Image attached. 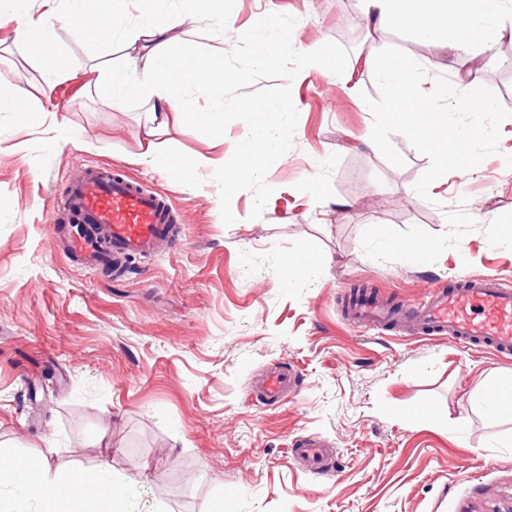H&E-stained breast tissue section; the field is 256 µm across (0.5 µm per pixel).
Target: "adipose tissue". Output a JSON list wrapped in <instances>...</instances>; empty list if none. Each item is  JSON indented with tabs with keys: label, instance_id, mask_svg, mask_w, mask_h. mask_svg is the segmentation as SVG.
I'll list each match as a JSON object with an SVG mask.
<instances>
[{
	"label": "adipose tissue",
	"instance_id": "ef3b65f1",
	"mask_svg": "<svg viewBox=\"0 0 512 512\" xmlns=\"http://www.w3.org/2000/svg\"><path fill=\"white\" fill-rule=\"evenodd\" d=\"M102 9L89 16L85 0H38L36 6L19 9L16 0H0V15L13 22V40L38 58L49 75L66 73V62L56 46L60 19L69 27L93 29L99 42L111 45L116 35L119 0H101ZM367 20L378 27H405L423 40H440L455 55L468 53L476 38L487 46L512 40V23L504 21V0H361ZM138 25L133 33L141 40L151 62L143 68H127L112 78L111 86L124 96H145L157 102L149 112L145 156L156 151L155 139L173 124L190 123L214 141L224 139V102L211 100L199 107L186 96L187 89L208 86L223 89L230 77L224 59L196 50L189 44L174 43L168 14L156 6H138ZM368 63L383 77L387 106L379 121L380 145H388L390 135L420 133L436 154L439 171L454 170L466 176L467 159L490 129L474 133L463 122L466 114L487 112L489 106L480 93L479 79L446 84L434 92L419 89L415 67L405 57L388 58L370 52ZM6 472H0V512H122V495L111 473L104 468L76 470L50 475L38 457H0Z\"/></svg>",
	"mask_w": 512,
	"mask_h": 512
}]
</instances>
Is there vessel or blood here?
<instances>
[{
	"label": "vessel or blood",
	"mask_w": 512,
	"mask_h": 512,
	"mask_svg": "<svg viewBox=\"0 0 512 512\" xmlns=\"http://www.w3.org/2000/svg\"><path fill=\"white\" fill-rule=\"evenodd\" d=\"M53 212L70 217L63 248L97 272L111 265L123 275L127 259L153 256L158 243L171 236L177 210L162 191L146 189L139 181L118 172L84 168L56 195ZM412 327L425 335L445 334L462 343L484 344L501 354H512V289L491 274L467 276L461 287L434 288L410 311ZM296 375L274 367L264 374L258 392L274 406L295 393ZM308 472H320L330 456L326 441L304 436L293 443Z\"/></svg>",
	"instance_id": "vessel-or-blood-1"
}]
</instances>
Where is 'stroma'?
<instances>
[{
    "label": "stroma",
    "mask_w": 512,
    "mask_h": 512,
    "mask_svg": "<svg viewBox=\"0 0 512 512\" xmlns=\"http://www.w3.org/2000/svg\"><path fill=\"white\" fill-rule=\"evenodd\" d=\"M179 43L230 51L268 9L293 16L303 45L349 52L343 75L302 70L291 83L299 119L293 148L268 171L262 218L251 192L225 225L212 169L192 188L143 157L147 100L106 88L138 57L115 39L62 29L64 77L12 40L0 17V75L28 102L33 123L0 112V452L39 456L51 473L109 466L130 512H493L512 501V416L472 395L512 376V355L403 325L363 329L345 308L367 288L393 305L470 274L512 288V42L481 74L491 101L476 168L438 166L420 139L373 145L383 104L371 51L408 56L421 90L470 66L440 42L407 30H368L360 0H236V20L189 21L191 0H158ZM193 125L169 127L165 147L211 158L232 153ZM117 167L166 191L179 212L181 248L129 263L123 277L89 274L55 255L47 219L75 168ZM503 238L492 241L490 224ZM433 240L429 257L414 240ZM310 255L313 274L290 279ZM300 374L298 395L266 406L248 390L271 367ZM321 435L332 472L302 470L291 444Z\"/></svg>",
    "instance_id": "obj_1"
}]
</instances>
